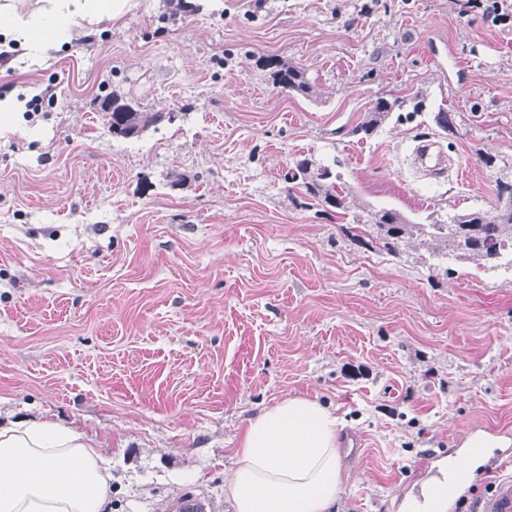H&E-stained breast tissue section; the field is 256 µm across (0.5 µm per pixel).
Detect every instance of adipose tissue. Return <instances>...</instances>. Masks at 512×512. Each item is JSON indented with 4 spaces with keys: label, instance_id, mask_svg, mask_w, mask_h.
Segmentation results:
<instances>
[{
    "label": "adipose tissue",
    "instance_id": "ef3b65f1",
    "mask_svg": "<svg viewBox=\"0 0 512 512\" xmlns=\"http://www.w3.org/2000/svg\"><path fill=\"white\" fill-rule=\"evenodd\" d=\"M135 0H46L11 12L0 28L34 52L74 27L122 17ZM343 421L329 406L292 395L250 417L224 486L233 512H330L342 483ZM0 512H112V473L74 427L53 421L0 429Z\"/></svg>",
    "mask_w": 512,
    "mask_h": 512
}]
</instances>
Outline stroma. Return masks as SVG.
<instances>
[{
    "label": "stroma",
    "mask_w": 512,
    "mask_h": 512,
    "mask_svg": "<svg viewBox=\"0 0 512 512\" xmlns=\"http://www.w3.org/2000/svg\"><path fill=\"white\" fill-rule=\"evenodd\" d=\"M31 59L0 32V426L60 421L112 464V512L224 497L248 418L288 395L334 408L349 471L331 512H398L481 423L512 431V275L354 242L368 209L416 224L512 181V9L493 0H137ZM295 63L313 87L272 85ZM428 109L353 135L380 97ZM174 112L109 133L105 95ZM455 129L433 122L438 107ZM444 172L414 161L421 140ZM493 166H485L483 156ZM338 165L345 216L284 175ZM265 68L269 69L274 87H279L299 95L308 96L312 91L305 70L291 62L275 57L267 58Z\"/></svg>",
    "instance_id": "obj_1"
}]
</instances>
